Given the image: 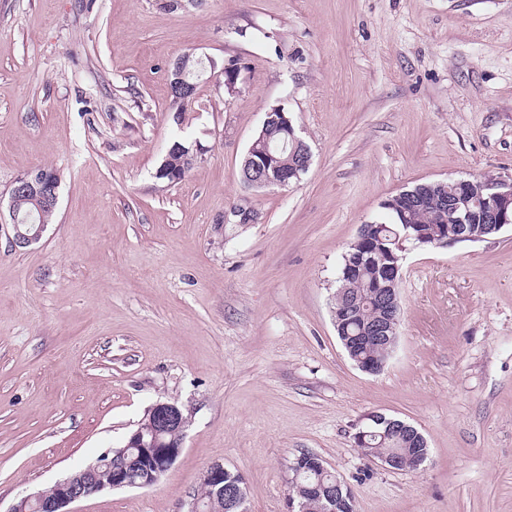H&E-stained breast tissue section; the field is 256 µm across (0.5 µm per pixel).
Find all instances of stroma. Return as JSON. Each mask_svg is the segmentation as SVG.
<instances>
[{"label":"stroma","instance_id":"1","mask_svg":"<svg viewBox=\"0 0 512 512\" xmlns=\"http://www.w3.org/2000/svg\"><path fill=\"white\" fill-rule=\"evenodd\" d=\"M237 63L173 119L167 70ZM311 151L254 189L241 162L270 107ZM201 159L170 184L174 141ZM48 166L41 238L0 227V512L122 446L156 402L186 419L153 486L74 512H188L213 463L248 512H288L312 454L357 512H512V226L408 247L397 347L361 371L331 315L342 257L400 191L512 175V0H0V201ZM254 218L239 223L233 208ZM418 429L394 470L355 435L370 413ZM20 192L45 202L51 208H56L58 205V185L44 171L28 172L17 176L12 183L10 197Z\"/></svg>","mask_w":512,"mask_h":512}]
</instances>
